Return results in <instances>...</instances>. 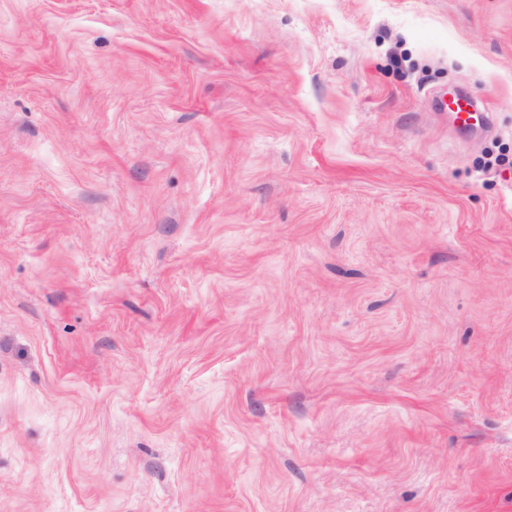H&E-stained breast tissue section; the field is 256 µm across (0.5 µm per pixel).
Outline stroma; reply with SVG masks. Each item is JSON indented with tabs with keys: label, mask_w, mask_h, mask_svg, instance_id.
Here are the masks:
<instances>
[{
	"label": "stroma",
	"mask_w": 512,
	"mask_h": 512,
	"mask_svg": "<svg viewBox=\"0 0 512 512\" xmlns=\"http://www.w3.org/2000/svg\"><path fill=\"white\" fill-rule=\"evenodd\" d=\"M0 512H512V0H0Z\"/></svg>",
	"instance_id": "obj_1"
}]
</instances>
